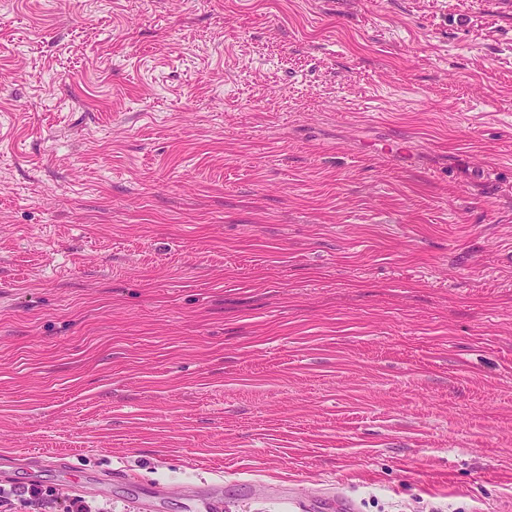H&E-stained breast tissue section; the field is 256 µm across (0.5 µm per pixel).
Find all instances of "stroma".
<instances>
[{
  "label": "stroma",
  "instance_id": "1",
  "mask_svg": "<svg viewBox=\"0 0 512 512\" xmlns=\"http://www.w3.org/2000/svg\"><path fill=\"white\" fill-rule=\"evenodd\" d=\"M69 467L512 512V0H0V512Z\"/></svg>",
  "mask_w": 512,
  "mask_h": 512
}]
</instances>
